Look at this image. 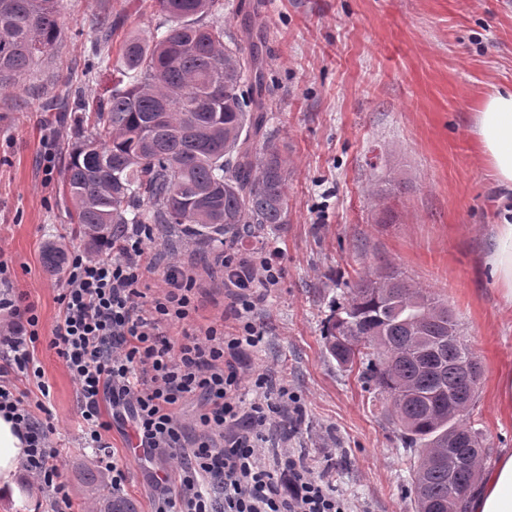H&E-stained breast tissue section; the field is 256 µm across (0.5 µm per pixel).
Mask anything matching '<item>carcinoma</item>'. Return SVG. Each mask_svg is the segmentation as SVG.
<instances>
[{
	"instance_id": "carcinoma-1",
	"label": "carcinoma",
	"mask_w": 512,
	"mask_h": 512,
	"mask_svg": "<svg viewBox=\"0 0 512 512\" xmlns=\"http://www.w3.org/2000/svg\"><path fill=\"white\" fill-rule=\"evenodd\" d=\"M63 0H0V87L54 46ZM170 26L127 41L112 87L89 112L75 102L76 141L64 186L72 220L90 247L121 224H176L224 244L288 223L287 161L267 130L263 53L249 29L224 18V0H150ZM64 249L42 250L47 272ZM329 354L384 394L413 465V512H462L476 485L485 439L470 422L481 373L448 304L392 267L350 288L325 336ZM465 463L448 470V442Z\"/></svg>"
}]
</instances>
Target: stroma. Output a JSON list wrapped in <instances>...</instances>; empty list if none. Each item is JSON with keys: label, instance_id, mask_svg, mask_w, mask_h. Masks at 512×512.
Listing matches in <instances>:
<instances>
[{"label": "stroma", "instance_id": "obj_1", "mask_svg": "<svg viewBox=\"0 0 512 512\" xmlns=\"http://www.w3.org/2000/svg\"><path fill=\"white\" fill-rule=\"evenodd\" d=\"M64 4L53 50L0 90V256L39 315L36 354L70 512H93L111 479L96 449L83 444L76 386L47 344L64 275L42 264L46 242L71 251L89 246L63 190L73 121L45 104L103 96L110 74L87 66L101 17L112 19L115 66L130 37L149 38L164 18L140 10L139 0ZM261 15L269 129L288 160L287 224L242 240L247 248H279L284 268L263 311V356L304 400L296 454L356 512H411L399 491L410 459L383 397L336 363L324 333L357 272L394 266L447 302L482 361L473 419L487 437L485 464L512 448V406L498 394L500 377L512 371V306L482 260L502 191L470 134L481 98L512 84V0H261ZM154 235L152 248L193 263L201 283L197 324L222 317L221 268L192 259L202 244L177 227ZM105 439L126 465L122 500L151 512L146 467L131 463L118 430Z\"/></svg>", "mask_w": 512, "mask_h": 512}]
</instances>
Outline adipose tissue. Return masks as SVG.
<instances>
[{
	"mask_svg": "<svg viewBox=\"0 0 512 512\" xmlns=\"http://www.w3.org/2000/svg\"><path fill=\"white\" fill-rule=\"evenodd\" d=\"M483 163L498 187L512 191V86L494 87L472 114L470 129ZM484 264L502 299L512 304V208H502L486 232ZM26 444L0 414V495L17 498ZM468 512H512V450L486 476Z\"/></svg>",
	"mask_w": 512,
	"mask_h": 512,
	"instance_id": "ef3b65f1",
	"label": "adipose tissue"
}]
</instances>
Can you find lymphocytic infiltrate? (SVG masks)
<instances>
[{
	"label": "lymphocytic infiltrate",
	"mask_w": 512,
	"mask_h": 512,
	"mask_svg": "<svg viewBox=\"0 0 512 512\" xmlns=\"http://www.w3.org/2000/svg\"><path fill=\"white\" fill-rule=\"evenodd\" d=\"M148 237L136 224L97 255L70 252L48 342L77 388L85 443L99 449L113 491L123 490L126 470L103 437L117 424L147 459L173 469L149 474L153 512H351L344 495L296 457L284 424L302 415L300 398L287 382H273L257 353L265 295L283 275L277 250L225 243L227 317L197 328L196 275L147 251ZM159 266L163 287L155 291L148 275ZM0 313V412L23 433L26 471L52 490L56 512H68L46 416L49 386L34 356L39 316L11 288L0 290ZM171 327L180 328L178 338ZM32 384L40 399H31ZM190 398L199 405L194 439L181 413Z\"/></svg>",
	"instance_id": "obj_1"
}]
</instances>
